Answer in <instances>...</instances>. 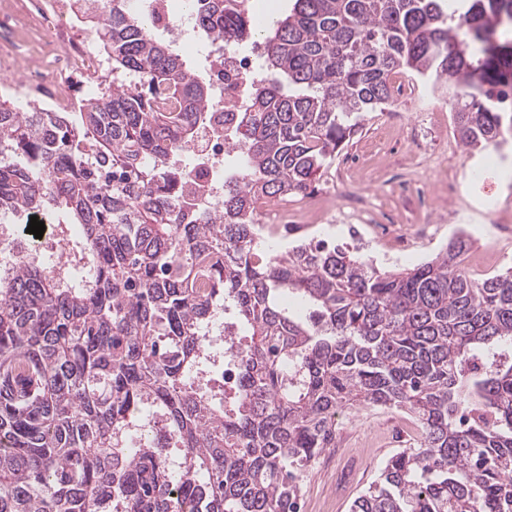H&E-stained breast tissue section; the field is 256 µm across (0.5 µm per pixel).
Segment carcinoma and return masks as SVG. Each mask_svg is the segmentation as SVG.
Segmentation results:
<instances>
[{
  "label": "carcinoma",
  "instance_id": "carcinoma-1",
  "mask_svg": "<svg viewBox=\"0 0 512 512\" xmlns=\"http://www.w3.org/2000/svg\"><path fill=\"white\" fill-rule=\"evenodd\" d=\"M195 6L222 45L252 33L240 0ZM87 13L112 70L146 80L83 100L77 124L0 102V212L63 211L81 237L64 277L39 261L0 282V512H299L354 404L406 413L417 440L352 512H512V266L470 278L462 229L384 270L323 241L271 254L255 224L389 104L393 74L448 83L464 147L512 138V0H294L204 223L165 164L211 122L210 84L130 0ZM225 300L251 328L228 406L203 332ZM145 406L158 454L128 447Z\"/></svg>",
  "mask_w": 512,
  "mask_h": 512
}]
</instances>
